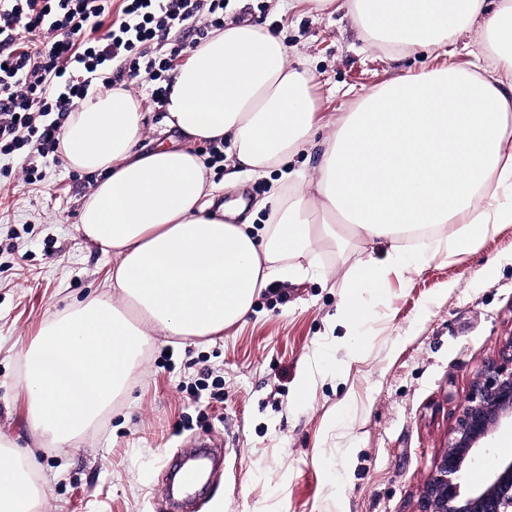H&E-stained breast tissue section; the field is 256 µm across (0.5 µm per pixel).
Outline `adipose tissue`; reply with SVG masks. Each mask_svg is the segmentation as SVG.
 I'll list each match as a JSON object with an SVG mask.
<instances>
[{"mask_svg": "<svg viewBox=\"0 0 512 512\" xmlns=\"http://www.w3.org/2000/svg\"><path fill=\"white\" fill-rule=\"evenodd\" d=\"M362 36L394 53L431 52L482 22L501 74L512 75V0H346ZM313 76L269 29L225 23L173 79L163 123L176 139L146 150L142 92L89 97L61 129L67 168L101 173L84 202V236L112 252L111 298L65 310L33 340L20 386L35 426L59 446L125 391L156 337L219 336L243 322L271 281L301 273L299 258L336 240V220L385 240L349 278L334 324L370 316L362 291L384 293L419 263L405 239L434 254L470 252L512 225V95L500 77L451 64L400 76L331 119L314 110ZM226 144L247 179L286 170L288 189L261 201L262 228L242 221L243 199L221 202L196 146ZM323 144L316 182L290 167ZM36 490L0 455V512H34Z\"/></svg>", "mask_w": 512, "mask_h": 512, "instance_id": "1", "label": "adipose tissue"}]
</instances>
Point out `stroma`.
<instances>
[{
  "mask_svg": "<svg viewBox=\"0 0 512 512\" xmlns=\"http://www.w3.org/2000/svg\"><path fill=\"white\" fill-rule=\"evenodd\" d=\"M224 17L276 29L290 61L307 62L327 119L402 74L489 63L475 32L394 54L343 10L279 16L268 0H224ZM25 164L39 180L19 178ZM96 180L56 152L0 156V434L28 454L39 512H175L167 463L203 439L224 462L192 494L195 512H414L472 380L512 343V225L468 254L424 256L384 294L362 292L360 336L331 318L348 274L389 246L337 227L342 244L318 248L302 280L265 288L244 323L212 340L158 337L126 396L55 448L17 379L43 326L109 291L116 258L77 228Z\"/></svg>",
  "mask_w": 512,
  "mask_h": 512,
  "instance_id": "35a3bbf8",
  "label": "stroma"
}]
</instances>
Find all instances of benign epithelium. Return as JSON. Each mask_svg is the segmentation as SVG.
Here are the masks:
<instances>
[{
    "label": "benign epithelium",
    "mask_w": 512,
    "mask_h": 512,
    "mask_svg": "<svg viewBox=\"0 0 512 512\" xmlns=\"http://www.w3.org/2000/svg\"><path fill=\"white\" fill-rule=\"evenodd\" d=\"M512 420V358L490 362L472 381L448 446L438 457L416 512H512V458L505 457L478 486L464 487L479 443Z\"/></svg>",
    "instance_id": "obj_1"
}]
</instances>
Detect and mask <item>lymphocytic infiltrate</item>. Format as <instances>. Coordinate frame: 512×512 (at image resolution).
<instances>
[{
  "mask_svg": "<svg viewBox=\"0 0 512 512\" xmlns=\"http://www.w3.org/2000/svg\"><path fill=\"white\" fill-rule=\"evenodd\" d=\"M197 39L224 27V0H0V153L57 151L56 124L91 87L110 90L124 77L146 75L151 100L163 104L168 72L183 51L172 31Z\"/></svg>",
  "mask_w": 512,
  "mask_h": 512,
  "instance_id": "f902f5d3",
  "label": "lymphocytic infiltrate"
}]
</instances>
